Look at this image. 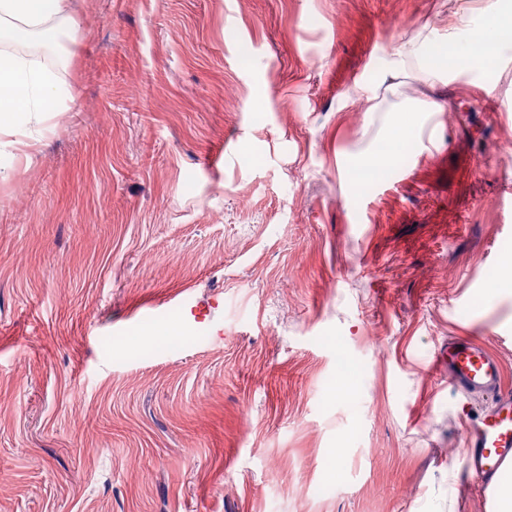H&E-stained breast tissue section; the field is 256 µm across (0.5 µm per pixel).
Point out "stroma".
<instances>
[{
	"label": "stroma",
	"mask_w": 512,
	"mask_h": 512,
	"mask_svg": "<svg viewBox=\"0 0 512 512\" xmlns=\"http://www.w3.org/2000/svg\"><path fill=\"white\" fill-rule=\"evenodd\" d=\"M488 3L75 0L71 112L0 136V512H488L435 360L512 387V50L368 185L344 103Z\"/></svg>",
	"instance_id": "35a3bbf8"
}]
</instances>
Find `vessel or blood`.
Masks as SVG:
<instances>
[{
  "label": "vessel or blood",
  "instance_id": "b4317fda",
  "mask_svg": "<svg viewBox=\"0 0 512 512\" xmlns=\"http://www.w3.org/2000/svg\"><path fill=\"white\" fill-rule=\"evenodd\" d=\"M439 360L457 392L492 402L491 410L466 431L462 448L475 480L487 485L505 463H512V389L503 384L499 358L471 337L449 340Z\"/></svg>",
  "mask_w": 512,
  "mask_h": 512
}]
</instances>
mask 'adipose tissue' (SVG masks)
<instances>
[{
  "label": "adipose tissue",
  "instance_id": "obj_1",
  "mask_svg": "<svg viewBox=\"0 0 512 512\" xmlns=\"http://www.w3.org/2000/svg\"><path fill=\"white\" fill-rule=\"evenodd\" d=\"M70 0H0V41L30 40L50 46L70 34L73 18ZM499 55L476 57L470 43L456 32L441 40L415 34L384 62L376 80L355 81L348 101L360 102L371 112L396 114L385 131L387 153L371 152L364 165L383 168L393 159L394 149L414 143L422 134L424 119L441 109L437 101L448 78L460 70L493 71ZM423 80L424 95L409 97L403 89L409 80ZM73 95L47 68L26 56L0 52V133L27 123L31 115L60 117L68 111Z\"/></svg>",
  "mask_w": 512,
  "mask_h": 512
}]
</instances>
